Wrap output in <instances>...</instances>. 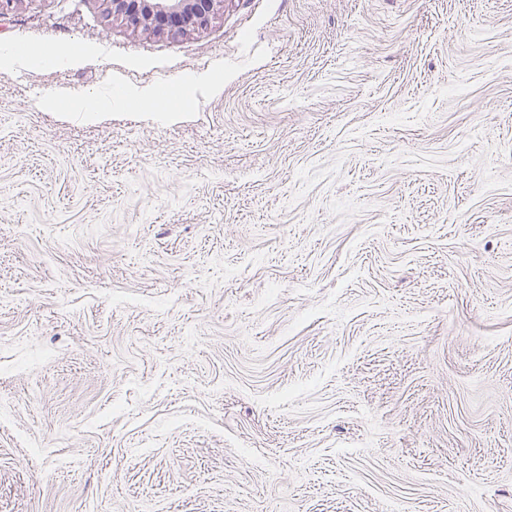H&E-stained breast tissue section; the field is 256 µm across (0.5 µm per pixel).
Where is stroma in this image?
<instances>
[{"instance_id": "stroma-1", "label": "stroma", "mask_w": 512, "mask_h": 512, "mask_svg": "<svg viewBox=\"0 0 512 512\" xmlns=\"http://www.w3.org/2000/svg\"><path fill=\"white\" fill-rule=\"evenodd\" d=\"M1 43L69 62L0 65V512H512V0ZM222 85V80L190 75L180 81V92L177 98L163 97L156 86H147L140 89L120 90L119 102L125 108L131 105L144 112H185L188 102L198 89H204L207 93H217L222 89ZM41 106L50 112H104L93 99L77 102L71 101L66 105L60 103L56 98H45L41 100Z\"/></svg>"}]
</instances>
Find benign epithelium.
I'll use <instances>...</instances> for the list:
<instances>
[{
	"mask_svg": "<svg viewBox=\"0 0 512 512\" xmlns=\"http://www.w3.org/2000/svg\"><path fill=\"white\" fill-rule=\"evenodd\" d=\"M112 13L131 28L173 32L199 30L208 26L224 0H110Z\"/></svg>",
	"mask_w": 512,
	"mask_h": 512,
	"instance_id": "obj_1",
	"label": "benign epithelium"
}]
</instances>
